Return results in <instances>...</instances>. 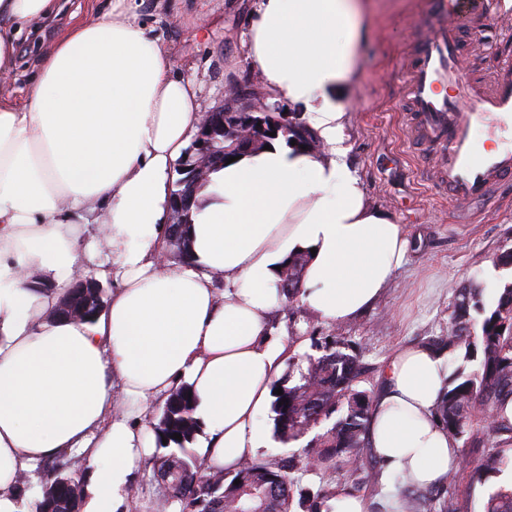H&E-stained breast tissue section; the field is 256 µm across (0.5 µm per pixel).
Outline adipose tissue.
Segmentation results:
<instances>
[{
	"label": "adipose tissue",
	"mask_w": 512,
	"mask_h": 512,
	"mask_svg": "<svg viewBox=\"0 0 512 512\" xmlns=\"http://www.w3.org/2000/svg\"><path fill=\"white\" fill-rule=\"evenodd\" d=\"M58 0H0V78L16 41ZM367 0H256L245 60L268 93L298 105L322 153L271 141L211 173L187 226L188 250L163 270L169 174L202 107L134 0H87L39 63L23 98L0 96V512H36L21 476L63 454L85 512H124L154 453L156 406L188 386L203 473L232 470L268 441L272 385L295 348L271 335L279 269L302 255L301 303L343 324L374 303L410 248L403 225L366 200L344 159L343 99L368 34ZM100 222L114 279L91 322L54 315ZM227 287L217 290L214 277ZM371 404L368 438L385 472L419 487L458 468L438 404L448 358L399 348Z\"/></svg>",
	"instance_id": "1"
}]
</instances>
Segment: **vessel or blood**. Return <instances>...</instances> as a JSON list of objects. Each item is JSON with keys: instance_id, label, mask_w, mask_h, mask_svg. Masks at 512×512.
<instances>
[{"instance_id": "b4317fda", "label": "vessel or blood", "mask_w": 512, "mask_h": 512, "mask_svg": "<svg viewBox=\"0 0 512 512\" xmlns=\"http://www.w3.org/2000/svg\"><path fill=\"white\" fill-rule=\"evenodd\" d=\"M502 10V0H431L430 34L406 72L412 138L435 153L438 187L467 205L512 180V146L490 150L472 137L477 124L491 137L512 134V58H497L482 80L473 81L462 63L459 19Z\"/></svg>"}]
</instances>
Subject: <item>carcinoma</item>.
<instances>
[{
  "label": "carcinoma",
  "instance_id": "obj_1",
  "mask_svg": "<svg viewBox=\"0 0 512 512\" xmlns=\"http://www.w3.org/2000/svg\"><path fill=\"white\" fill-rule=\"evenodd\" d=\"M304 265V257L297 256L281 273L280 288L290 298L300 292ZM481 290L482 286L474 283L456 288L448 335L429 341L434 349L445 348L453 360H461L448 377V390L438 413L448 432L460 438L470 432L480 413L503 442L511 443L512 422L501 412L504 402L512 399V284L503 288L488 315L480 300ZM73 300L88 310L90 317L94 316L92 310L104 309V298L96 297L89 288L73 289ZM472 309L484 318L472 317ZM306 361L307 367L299 369L297 383L289 385L288 377L275 384V388L282 389L272 404L278 438L284 443L296 441L340 410L342 414L332 426L302 449L304 458L311 468L327 470L348 455L357 462L363 482L374 480L377 472L361 463L371 400L355 389L362 373L358 354L347 341H342L340 348L333 341L320 357H308ZM188 393L189 388L181 387L170 395L155 427L158 444L173 449L152 461L153 476L168 490V505H179L181 512H290L297 478L292 476L293 467L287 460L244 462L225 472L227 483L215 489L206 477L198 475L196 462L177 456L179 452L187 454V444L193 441L197 429L193 418L195 398ZM175 433L181 439H173ZM461 466L470 481L484 483L490 474L512 468V458L498 454L476 465L464 458ZM458 477L459 473L448 472L444 482L448 496L439 502V512H462L453 492ZM237 479L240 483L236 485ZM435 497L428 488L409 486L400 508L402 512H431ZM330 498L332 494L321 487L312 494L300 495V505H309L307 512H317L319 505ZM82 502L81 484L59 465L52 466L41 490L39 512H81ZM484 512H512V489L499 488L490 493Z\"/></svg>",
  "mask_w": 512,
  "mask_h": 512
}]
</instances>
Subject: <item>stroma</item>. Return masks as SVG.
I'll list each match as a JSON object with an SVG mask.
<instances>
[{
  "label": "stroma",
  "mask_w": 512,
  "mask_h": 512,
  "mask_svg": "<svg viewBox=\"0 0 512 512\" xmlns=\"http://www.w3.org/2000/svg\"><path fill=\"white\" fill-rule=\"evenodd\" d=\"M429 2L370 0L371 26L360 48L358 79L344 99L345 160L359 177L368 203L407 229L411 249L406 263L382 296L347 323L328 324L295 298L271 317L277 335L300 340L301 356H321L324 343L332 339L351 341L363 367L356 388L371 396L382 388L386 362L398 348L447 335L459 285L471 279L481 283L485 307L491 310L512 283V269L499 262L512 250V185L497 189L480 205L472 223H458L456 205L434 183L432 153L410 139L405 73L428 33ZM61 5L55 22L23 32L11 79L15 93H23L55 32L85 8L84 0H61ZM137 13L152 37L168 48L174 71L195 85L203 110L221 105L242 87L299 117L287 98L266 93L261 75L245 60L252 0H140ZM510 32L512 11L462 27L461 39L468 48L465 66L474 79H481L493 64L489 45L512 52V41L506 38ZM298 477L303 491L322 485L338 491L357 487L372 506L393 504L403 489L395 474L355 485L354 467L345 456L335 469L302 471Z\"/></svg>",
  "instance_id": "35a3bbf8"
}]
</instances>
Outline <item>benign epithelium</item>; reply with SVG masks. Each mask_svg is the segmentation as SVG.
I'll return each instance as SVG.
<instances>
[{"label":"benign epithelium","instance_id":"obj_1","mask_svg":"<svg viewBox=\"0 0 512 512\" xmlns=\"http://www.w3.org/2000/svg\"><path fill=\"white\" fill-rule=\"evenodd\" d=\"M288 128H297V122L242 90L206 112L194 144L177 164L180 190L170 197L168 249H184L181 229L187 221V194L212 166L224 160V150L215 144L253 143L264 133Z\"/></svg>","mask_w":512,"mask_h":512}]
</instances>
